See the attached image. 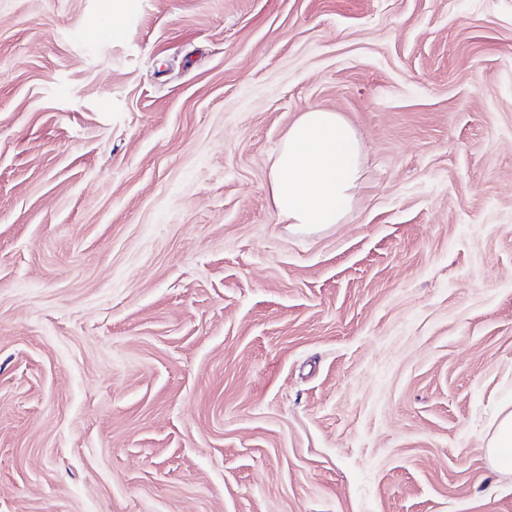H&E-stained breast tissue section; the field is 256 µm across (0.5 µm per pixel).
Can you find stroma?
Masks as SVG:
<instances>
[{"instance_id": "obj_1", "label": "stroma", "mask_w": 512, "mask_h": 512, "mask_svg": "<svg viewBox=\"0 0 512 512\" xmlns=\"http://www.w3.org/2000/svg\"><path fill=\"white\" fill-rule=\"evenodd\" d=\"M0 0V512H512V0ZM362 145L278 217L302 112ZM360 156L354 129L338 113L303 112L271 167L269 191L281 220L305 229L341 223L360 179ZM491 467L503 475L512 474V411L500 420L487 448Z\"/></svg>"}]
</instances>
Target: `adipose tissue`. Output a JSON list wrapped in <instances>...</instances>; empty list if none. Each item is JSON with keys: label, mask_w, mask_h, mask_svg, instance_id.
<instances>
[{"label": "adipose tissue", "mask_w": 512, "mask_h": 512, "mask_svg": "<svg viewBox=\"0 0 512 512\" xmlns=\"http://www.w3.org/2000/svg\"><path fill=\"white\" fill-rule=\"evenodd\" d=\"M360 156L354 129L338 113H302L271 167L269 191L281 220L305 229L341 223L360 179Z\"/></svg>", "instance_id": "ef3b65f1"}]
</instances>
